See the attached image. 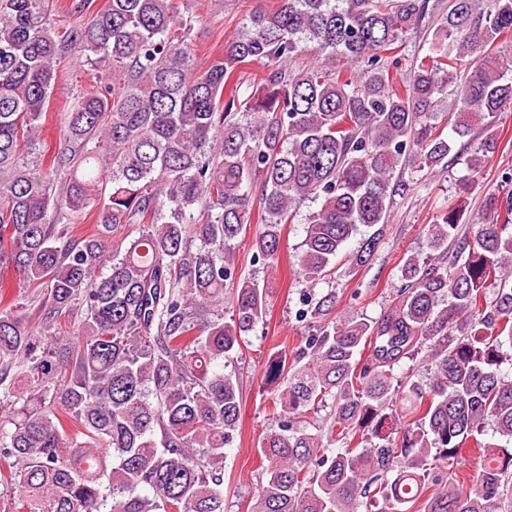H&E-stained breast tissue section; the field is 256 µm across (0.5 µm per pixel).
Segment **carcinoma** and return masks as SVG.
<instances>
[{
  "instance_id": "obj_1",
  "label": "carcinoma",
  "mask_w": 512,
  "mask_h": 512,
  "mask_svg": "<svg viewBox=\"0 0 512 512\" xmlns=\"http://www.w3.org/2000/svg\"><path fill=\"white\" fill-rule=\"evenodd\" d=\"M481 2L448 0L405 76L401 35L429 0H279L206 64L176 0H77L62 34L44 21L48 0H0V271L47 288L37 332L0 278L7 512H225L242 392L219 361L269 304L267 284L238 274L235 241L258 210L252 262L269 271L297 206L319 202L298 272L314 286L359 233L345 260L368 265L396 195L475 127L486 136L465 165L479 173L512 108V0ZM304 52L318 63L292 66ZM72 55L112 81L74 97L64 150L35 160ZM451 84L457 111L442 121ZM503 183L481 223L463 228L459 203L428 226V253L402 257L382 317L332 320L335 293L300 292L307 335L265 364L274 425L248 512H512V173ZM89 212L96 232L70 237ZM126 227L139 235L107 249ZM61 317L78 319L74 338L54 334ZM19 369L33 379L21 394ZM468 447L483 458L476 480L445 479Z\"/></svg>"
}]
</instances>
